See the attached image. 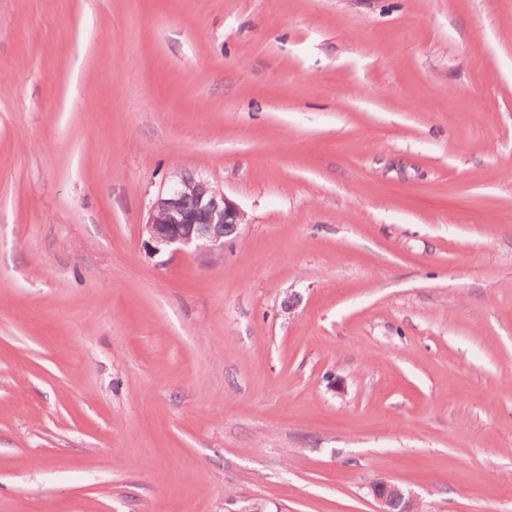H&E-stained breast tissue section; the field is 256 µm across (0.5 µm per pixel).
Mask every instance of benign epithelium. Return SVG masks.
Wrapping results in <instances>:
<instances>
[{"label":"benign epithelium","instance_id":"obj_1","mask_svg":"<svg viewBox=\"0 0 512 512\" xmlns=\"http://www.w3.org/2000/svg\"><path fill=\"white\" fill-rule=\"evenodd\" d=\"M245 223L246 214L223 189L199 173L183 172L152 201L142 234L154 255H221L224 239ZM369 490L377 512H422L420 500L398 484L377 479Z\"/></svg>","mask_w":512,"mask_h":512}]
</instances>
